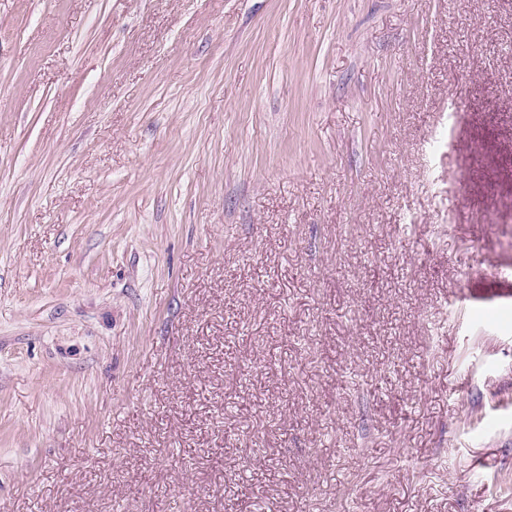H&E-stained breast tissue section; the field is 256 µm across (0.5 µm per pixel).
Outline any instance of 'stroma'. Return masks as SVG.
Wrapping results in <instances>:
<instances>
[{
	"label": "stroma",
	"instance_id": "1",
	"mask_svg": "<svg viewBox=\"0 0 512 512\" xmlns=\"http://www.w3.org/2000/svg\"><path fill=\"white\" fill-rule=\"evenodd\" d=\"M512 0H0V512H512Z\"/></svg>",
	"mask_w": 512,
	"mask_h": 512
}]
</instances>
